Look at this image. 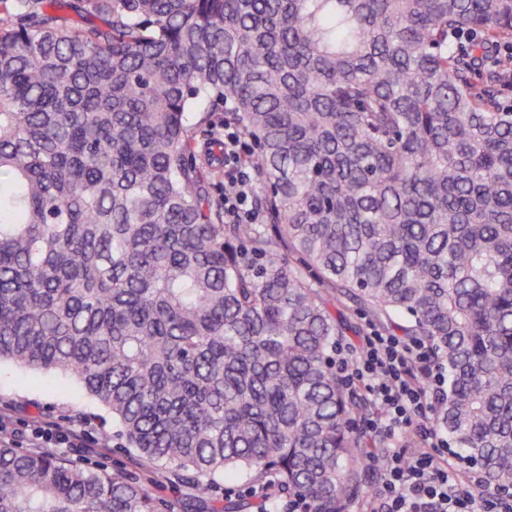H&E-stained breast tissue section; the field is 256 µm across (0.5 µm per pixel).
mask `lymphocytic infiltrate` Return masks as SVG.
Listing matches in <instances>:
<instances>
[{"instance_id": "obj_1", "label": "lymphocytic infiltrate", "mask_w": 512, "mask_h": 512, "mask_svg": "<svg viewBox=\"0 0 512 512\" xmlns=\"http://www.w3.org/2000/svg\"><path fill=\"white\" fill-rule=\"evenodd\" d=\"M248 148L237 127L224 128V182L237 192L224 198V215L238 224L256 216L247 206L253 191L249 171L240 162ZM337 373L351 390L364 391L382 408L370 431L394 440L383 463L384 481L375 512H512V495L487 490L479 472L471 489L457 483L454 464L444 461L447 440L423 421L445 397V373L423 343L370 329L359 351L339 357Z\"/></svg>"}]
</instances>
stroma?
I'll return each mask as SVG.
<instances>
[{
    "label": "stroma",
    "instance_id": "obj_1",
    "mask_svg": "<svg viewBox=\"0 0 512 512\" xmlns=\"http://www.w3.org/2000/svg\"><path fill=\"white\" fill-rule=\"evenodd\" d=\"M347 330L343 346L360 345L374 318L359 301L338 296L331 304ZM0 412L8 418L9 429L22 432L34 420L55 421L64 425L87 419L92 423L91 449L72 453L71 458L85 467L123 469L137 480L152 484L155 493L171 512H200L194 500L191 478L175 479L169 467L157 463L141 465L124 449L125 442L112 431V418L106 409L79 388L70 377L59 372L26 371L5 362L0 364Z\"/></svg>",
    "mask_w": 512,
    "mask_h": 512
}]
</instances>
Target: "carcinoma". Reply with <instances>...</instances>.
<instances>
[{
    "instance_id": "cac0c4a2",
    "label": "carcinoma",
    "mask_w": 512,
    "mask_h": 512,
    "mask_svg": "<svg viewBox=\"0 0 512 512\" xmlns=\"http://www.w3.org/2000/svg\"><path fill=\"white\" fill-rule=\"evenodd\" d=\"M0 363L72 376L125 447L302 512L383 452L324 295L448 375L434 430L512 490V0H0ZM65 11L103 26L79 30ZM219 100L264 224L194 161ZM124 473L0 441V512H159Z\"/></svg>"
}]
</instances>
